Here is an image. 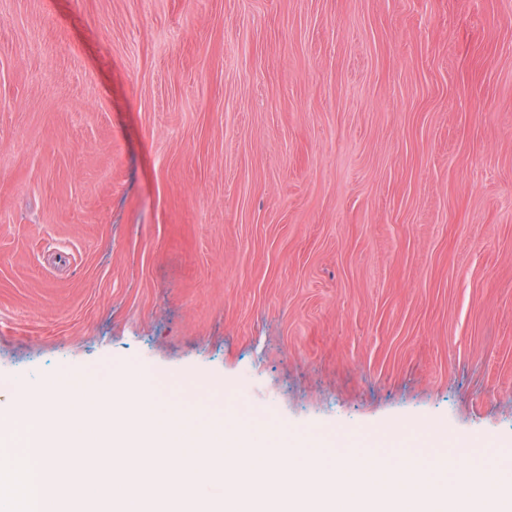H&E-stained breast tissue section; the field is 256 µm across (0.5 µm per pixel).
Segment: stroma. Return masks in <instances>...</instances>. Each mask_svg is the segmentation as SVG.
Instances as JSON below:
<instances>
[{"mask_svg": "<svg viewBox=\"0 0 512 512\" xmlns=\"http://www.w3.org/2000/svg\"><path fill=\"white\" fill-rule=\"evenodd\" d=\"M109 368L512 460V0H0V402Z\"/></svg>", "mask_w": 512, "mask_h": 512, "instance_id": "stroma-1", "label": "stroma"}]
</instances>
